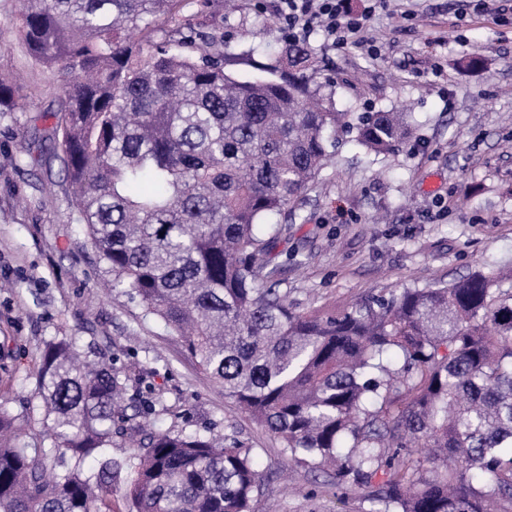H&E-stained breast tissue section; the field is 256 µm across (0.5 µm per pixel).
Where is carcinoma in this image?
Listing matches in <instances>:
<instances>
[{"instance_id": "obj_1", "label": "carcinoma", "mask_w": 512, "mask_h": 512, "mask_svg": "<svg viewBox=\"0 0 512 512\" xmlns=\"http://www.w3.org/2000/svg\"><path fill=\"white\" fill-rule=\"evenodd\" d=\"M211 0H27L17 32L35 65L61 69L54 139L76 223L112 289L180 337L224 398L274 434L289 465L324 474L364 512H512V269L478 267L342 309L299 311L261 262L288 225L268 224L321 175L336 135L374 155L411 138V113L339 112L287 45L288 74L242 80L224 39L185 23ZM24 109L0 75V112ZM48 340L30 438L0 396V512H251L254 449L210 430H144L129 378Z\"/></svg>"}]
</instances>
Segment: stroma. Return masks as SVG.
<instances>
[{
    "instance_id": "1",
    "label": "stroma",
    "mask_w": 512,
    "mask_h": 512,
    "mask_svg": "<svg viewBox=\"0 0 512 512\" xmlns=\"http://www.w3.org/2000/svg\"><path fill=\"white\" fill-rule=\"evenodd\" d=\"M276 0H228L214 23L224 67L275 77L285 47ZM373 51L319 34L315 84L342 112L409 105L418 128L373 159L340 137L305 199L278 216L288 236L269 255L297 309L338 308L371 294L512 266V0H352ZM20 0H0V73L23 112L0 114V395L23 401L43 341L79 338L135 380L152 384L156 429H212L254 449L268 474L253 512H361L323 477L285 466L277 439L241 414L179 337L103 290L105 265L73 220L53 127L63 76L31 63L17 34ZM478 55L484 64L458 67Z\"/></svg>"
}]
</instances>
